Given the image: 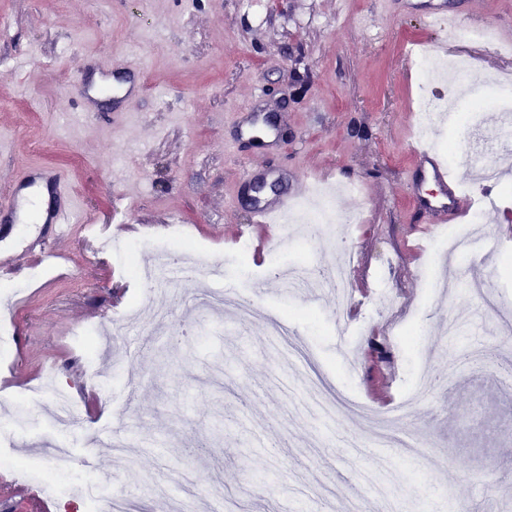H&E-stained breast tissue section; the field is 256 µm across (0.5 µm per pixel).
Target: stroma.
<instances>
[{
    "instance_id": "stroma-1",
    "label": "stroma",
    "mask_w": 512,
    "mask_h": 512,
    "mask_svg": "<svg viewBox=\"0 0 512 512\" xmlns=\"http://www.w3.org/2000/svg\"><path fill=\"white\" fill-rule=\"evenodd\" d=\"M460 14L466 27L493 24L489 42L449 43L436 61L470 59L469 76L493 81L512 67V0H0V191L18 176L51 165L78 191L86 213L106 220L114 246L97 260L95 239L72 225L0 223V261L17 274L0 278V315L12 334L0 360V456L42 472L54 441L71 443L61 491L39 480H0V512H88L81 488L105 477L114 495L145 512H172L179 489L171 475H192L197 501L218 498L223 512H512V491L493 480L512 472V348L494 330L495 311L470 288L476 271L494 277L512 300V221L486 210L480 226L431 224L418 204L430 192L414 146L419 139L417 74H406L409 44L448 35L429 29L432 4ZM146 72L145 92L130 112L87 106L71 89L78 68L126 66ZM497 110L477 125L444 123L455 142L450 174L472 198L512 197V143L497 138ZM263 169L276 197L307 200L313 188L353 184L332 199L337 222L313 237L305 219L272 226L270 244L251 239L236 253L239 225L250 223L257 193L246 172ZM356 213L353 224L342 215ZM480 229L496 239L490 256L453 252V285L419 246L426 236ZM187 225L192 257L219 261L225 289L247 298L223 315L190 298L211 284L197 280L147 292L135 275L175 225ZM54 243L46 271L32 249ZM351 253L352 301L297 269L336 266ZM393 292L395 310L374 313L373 293ZM170 319L155 327L134 319L142 294ZM416 336L392 333L400 314ZM94 331L76 344V328ZM356 331L341 356V329ZM496 347L499 361L469 364L461 347ZM118 373L112 390L84 399L85 427H56L52 395L23 403L48 367L66 388L88 386L87 362ZM428 364L433 385L409 406L400 401L413 373ZM355 394L371 409L401 406L398 432L419 455L379 445L356 413L332 414L312 403L318 391ZM132 433L125 459L90 433L113 424Z\"/></svg>"
}]
</instances>
